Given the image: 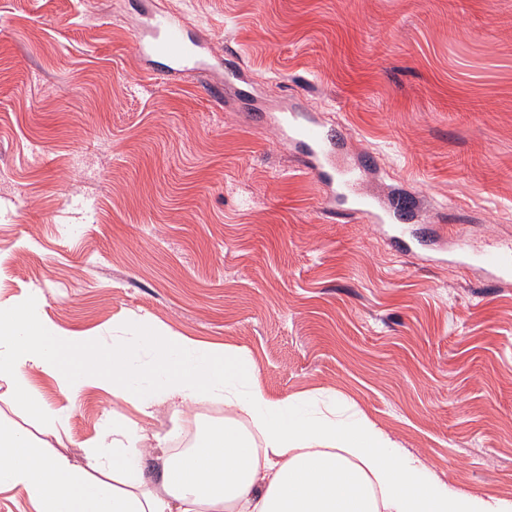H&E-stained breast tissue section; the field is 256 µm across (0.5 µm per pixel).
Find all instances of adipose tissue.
I'll return each instance as SVG.
<instances>
[{
  "instance_id": "adipose-tissue-1",
  "label": "adipose tissue",
  "mask_w": 512,
  "mask_h": 512,
  "mask_svg": "<svg viewBox=\"0 0 512 512\" xmlns=\"http://www.w3.org/2000/svg\"><path fill=\"white\" fill-rule=\"evenodd\" d=\"M42 307L36 293L0 304V382L39 428L0 414V489L20 491L32 512H512L511 498L441 482L366 418L266 397L237 349L143 318L104 350L99 337L64 335ZM68 351L77 371L61 365ZM33 369L73 397L111 382L137 416L105 422L76 464L53 446L69 411L45 404ZM202 400L227 410L207 439L183 453L151 440L157 407Z\"/></svg>"
}]
</instances>
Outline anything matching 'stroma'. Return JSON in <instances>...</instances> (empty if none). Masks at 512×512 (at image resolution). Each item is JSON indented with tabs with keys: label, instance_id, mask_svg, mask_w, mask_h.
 Returning <instances> with one entry per match:
<instances>
[{
	"label": "stroma",
	"instance_id": "obj_1",
	"mask_svg": "<svg viewBox=\"0 0 512 512\" xmlns=\"http://www.w3.org/2000/svg\"><path fill=\"white\" fill-rule=\"evenodd\" d=\"M265 98L337 123L364 186L419 196L415 229L512 245V0H154ZM140 0H0V303L28 292L65 332L111 347L148 318L232 345L272 398L318 392L446 484L512 497V286L396 252L353 213H322L295 149L216 74L148 77ZM65 451L133 416L62 394ZM215 401L162 409L175 439Z\"/></svg>",
	"mask_w": 512,
	"mask_h": 512
}]
</instances>
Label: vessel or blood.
Returning a JSON list of instances; mask_svg holds the SVG:
<instances>
[{
    "label": "vessel or blood",
    "mask_w": 512,
    "mask_h": 512,
    "mask_svg": "<svg viewBox=\"0 0 512 512\" xmlns=\"http://www.w3.org/2000/svg\"><path fill=\"white\" fill-rule=\"evenodd\" d=\"M136 48L140 57L150 64L154 75L169 81L190 70L222 69L225 84L235 89L238 101L250 112H268L269 123L281 141L300 150L308 161L307 169L322 189L324 211L344 207L360 215L365 223L390 234L406 253H414L415 245L401 232L402 225L412 223L410 207L400 198L383 200L363 186L360 167L347 160V147L329 128L314 116L281 104L267 106L261 93L243 80L236 65L218 67L202 45L190 41L186 23L176 12L148 10L143 14L136 32ZM452 253L461 264H474L495 280L512 282V251L492 247L471 254L464 241H455Z\"/></svg>",
    "instance_id": "vessel-or-blood-1"
}]
</instances>
